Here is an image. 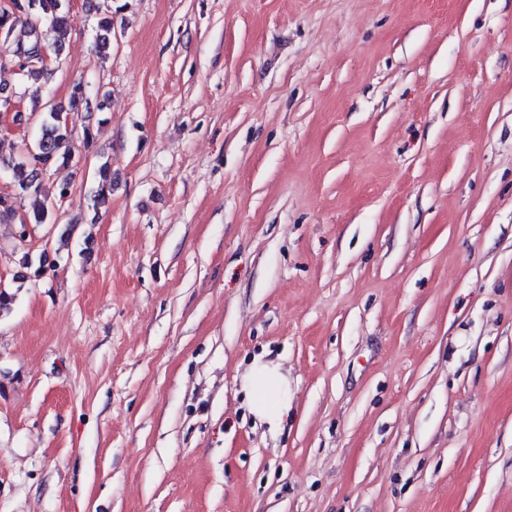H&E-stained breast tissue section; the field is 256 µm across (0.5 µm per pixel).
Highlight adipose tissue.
Wrapping results in <instances>:
<instances>
[{
  "label": "adipose tissue",
  "instance_id": "obj_1",
  "mask_svg": "<svg viewBox=\"0 0 512 512\" xmlns=\"http://www.w3.org/2000/svg\"><path fill=\"white\" fill-rule=\"evenodd\" d=\"M254 417L265 423L272 432H280L291 407L288 380L278 363L257 358L242 381Z\"/></svg>",
  "mask_w": 512,
  "mask_h": 512
}]
</instances>
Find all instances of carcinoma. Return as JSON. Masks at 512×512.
I'll list each match as a JSON object with an SVG mask.
<instances>
[{"instance_id":"cac0c4a2","label":"carcinoma","mask_w":512,"mask_h":512,"mask_svg":"<svg viewBox=\"0 0 512 512\" xmlns=\"http://www.w3.org/2000/svg\"><path fill=\"white\" fill-rule=\"evenodd\" d=\"M27 10L19 13L13 20L15 50L29 51V43L41 44L39 25L49 24L50 31L55 34L52 43L54 53H60L62 40L68 33V16L70 12L69 0H25ZM97 14V42L96 48L101 55L106 54L112 44V30H114L112 2L105 0L96 8ZM47 70L39 67L27 69L21 76V83L25 86L23 95L30 96L34 107L43 111L41 135L34 139L38 150L36 154L29 155L21 152L9 158L0 154V167L9 170L13 186L18 194L32 198L31 211L20 219L22 224H54L56 223V209L58 202L66 194V189L72 186L76 167L74 147L71 144L72 130L59 115H67L84 110L87 106L81 81L77 80L71 87L67 102L57 104L56 109L48 107L47 103L39 99L38 84ZM45 163L56 177V192L54 196L45 194L37 170V163ZM98 196L105 197L112 192V173L108 165L103 163L98 168Z\"/></svg>"}]
</instances>
